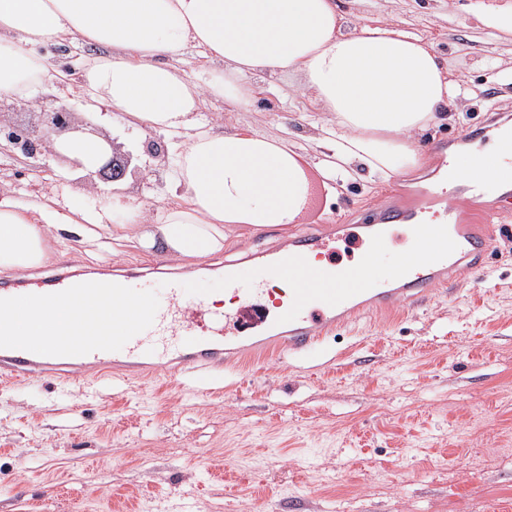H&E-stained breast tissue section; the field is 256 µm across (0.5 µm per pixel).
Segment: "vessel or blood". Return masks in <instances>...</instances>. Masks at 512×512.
I'll return each instance as SVG.
<instances>
[{
	"label": "vessel or blood",
	"mask_w": 512,
	"mask_h": 512,
	"mask_svg": "<svg viewBox=\"0 0 512 512\" xmlns=\"http://www.w3.org/2000/svg\"><path fill=\"white\" fill-rule=\"evenodd\" d=\"M420 196L421 204L414 206L377 205L365 215L361 228L336 224L328 231H304L272 257L228 264L224 283L240 302L236 310L212 311L204 289L189 295L173 283L164 290L163 304H150L130 323L123 303L140 290L116 277L112 280V314L88 322L84 343L50 344L40 336L17 341L11 321H1L0 375L15 381L51 380L66 367L74 381L117 371L131 372L140 379L170 367L208 372L272 350L308 351L324 330L367 314L392 313L400 304L447 284L459 270L480 271L503 213L512 212V163L501 169L494 185L463 179L452 193L424 188ZM462 197L481 205L480 225L460 223L455 207ZM413 221L439 225L448 239L447 249L377 281L366 275L363 265L337 261L338 244L370 254L388 243L397 226ZM279 280L292 281L293 287L278 300L274 317L251 334L240 333L236 326L240 309L269 293L271 284ZM95 291L92 279L50 276L1 288L0 308L18 309L41 296L66 301Z\"/></svg>",
	"instance_id": "obj_1"
}]
</instances>
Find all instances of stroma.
Masks as SVG:
<instances>
[{
  "mask_svg": "<svg viewBox=\"0 0 512 512\" xmlns=\"http://www.w3.org/2000/svg\"><path fill=\"white\" fill-rule=\"evenodd\" d=\"M344 29L390 23L419 37L467 93L451 120L420 139L426 158L390 180L359 178L319 189L303 220L355 224L386 195L402 199L448 165L438 142L484 146L512 112V35L476 26L468 0H337ZM249 107L205 94L216 130L287 137L314 155L324 112L298 74L255 73ZM63 99L82 133L107 129L139 165L125 192L146 210L169 194L163 134L104 124L66 87L39 88L51 111ZM62 156H0V189L46 192ZM295 225L225 230L224 249L168 261L183 284L202 272L284 245ZM30 278L119 271L159 278L160 250L103 233L86 240L62 225ZM512 512V230L495 234L483 269L464 273L388 315L325 334L317 352L271 355L221 375L162 372L71 384L0 377V512Z\"/></svg>",
  "mask_w": 512,
  "mask_h": 512,
  "instance_id": "stroma-1",
  "label": "stroma"
}]
</instances>
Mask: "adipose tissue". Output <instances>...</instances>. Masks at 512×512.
Instances as JSON below:
<instances>
[{
    "label": "adipose tissue",
    "instance_id": "obj_1",
    "mask_svg": "<svg viewBox=\"0 0 512 512\" xmlns=\"http://www.w3.org/2000/svg\"><path fill=\"white\" fill-rule=\"evenodd\" d=\"M481 28L512 34V0H470ZM80 41L107 49L87 63L78 90L87 109L108 106L113 119L173 137L176 200L149 230L136 232L141 206L123 192L107 202L79 184L81 171H57L36 198L0 190V270L21 275L48 257L61 224L92 226L119 238L137 233L144 249L202 259L224 248V229L252 232L299 223L313 182L306 153L284 138L252 130L204 128L202 92L179 62L188 46L224 65L215 95L248 106L236 77L263 69L296 72L326 113L322 170L345 180L360 170L390 179L417 166V139L438 123L454 95L435 53L420 38L388 25L341 30L336 0H0V99L31 100L59 73L41 47ZM512 158V142L493 139L456 158L450 178L490 182ZM112 310L105 293L60 303L29 300L16 314L21 329L54 322L78 343L72 318Z\"/></svg>",
    "mask_w": 512,
    "mask_h": 512
}]
</instances>
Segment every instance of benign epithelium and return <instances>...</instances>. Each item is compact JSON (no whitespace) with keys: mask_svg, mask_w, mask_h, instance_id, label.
<instances>
[{"mask_svg":"<svg viewBox=\"0 0 512 512\" xmlns=\"http://www.w3.org/2000/svg\"><path fill=\"white\" fill-rule=\"evenodd\" d=\"M72 121L73 113L64 102L59 103L51 112L38 113L37 121L28 126L7 123L0 118V154L11 155L16 151L27 157L43 152L55 154L57 150L54 148L52 136L69 130ZM104 140L107 147L105 159L96 168L88 171V174L97 177L110 194L112 185L125 179L131 158L120 152V146L109 137H104Z\"/></svg>","mask_w":512,"mask_h":512,"instance_id":"1","label":"benign epithelium"}]
</instances>
